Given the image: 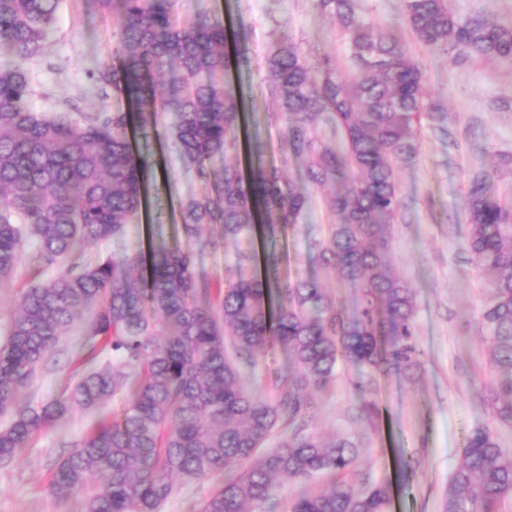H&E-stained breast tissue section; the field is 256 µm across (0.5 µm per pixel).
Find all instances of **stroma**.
Listing matches in <instances>:
<instances>
[{"label": "stroma", "mask_w": 512, "mask_h": 512, "mask_svg": "<svg viewBox=\"0 0 512 512\" xmlns=\"http://www.w3.org/2000/svg\"><path fill=\"white\" fill-rule=\"evenodd\" d=\"M355 9L377 28H397L423 76L420 149L397 171L402 212L388 256L413 290L420 366L408 376L377 377V413L368 425L352 418L363 398L357 385L368 373L339 362L335 381L315 398L314 430L358 443L351 472L389 486L388 512H444L464 432L495 425L472 385L488 361L479 319L488 290L465 245V196L469 179L479 172L498 173V191L512 194V172L496 169L499 154L512 153V61L456 58L429 49L410 29L404 0H355ZM177 11L188 18L201 13L222 19L231 33L245 30V59L232 72L229 89L261 163L279 167L285 185L309 197L300 223L276 245L283 254L282 273L291 277L297 268L311 269L312 247L324 239L331 217L323 191L306 180L303 165L281 161L287 122L268 90L267 61L287 44L308 63L328 57L348 71L353 64L346 41L316 0H177ZM118 23L115 14L100 12L89 0H61L44 54L25 64L35 111H68L77 118L126 108L124 94L101 92L91 76L96 63L111 60L118 50ZM172 121V113H160L156 127L136 137L135 149L149 164L146 215L126 225L119 239L87 247V255L183 245L180 208L207 188L185 166L168 133ZM71 373L69 351L57 352L37 382L21 390V401L52 398ZM127 406V397L119 395L101 409L75 413L37 433L17 461L0 465V512H75V497L51 491L47 458L57 454L60 442H79L100 420ZM406 458L418 462L417 471L403 469Z\"/></svg>", "instance_id": "1"}]
</instances>
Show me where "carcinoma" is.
<instances>
[{
	"mask_svg": "<svg viewBox=\"0 0 512 512\" xmlns=\"http://www.w3.org/2000/svg\"><path fill=\"white\" fill-rule=\"evenodd\" d=\"M119 20L120 64L94 72L103 90L126 94L133 110L33 111L24 64L43 54L60 0H0V282L23 262L41 274L20 294L8 338L0 343V465L16 459L41 430L78 410L129 394L124 414L100 422L52 465L51 488L79 496L75 512H160L175 479L224 483L197 512H256L276 479L330 482L301 493L289 512H386L389 489L341 480L356 444L308 431L312 396L335 379L338 361L385 374L419 365L411 288L392 273L389 227L400 199L398 167L418 153L421 74L400 38L374 30L353 0H318L349 43L355 69L346 76L324 60L310 67L292 46L270 59L269 89L288 121L283 161L306 164L334 219L313 262L348 283L360 298L353 314L314 276L283 279L275 250L258 251L299 223L308 206L286 190L277 169L255 174L238 164L240 107L225 79L243 61L224 22L182 21L175 0H91ZM407 20L427 47L454 56L512 59V25L492 16L457 17L448 0H406ZM172 73L169 111L188 168L210 192L181 208L187 240L217 250L245 245L224 287L197 272L194 248L114 252L89 259L83 247L118 239L144 205L145 159L130 141L136 114L157 112L156 78ZM334 138L316 134L318 124ZM468 249L489 275L481 329L490 373L475 381L494 419L512 427V198L478 174L466 194ZM209 228L204 241L201 229ZM79 329L74 379L51 400L18 404L46 359ZM289 366L271 370L274 396L243 384V370L279 352ZM372 423L374 380L358 383ZM283 423L278 447H260ZM512 503V451L499 433L476 428L463 437L445 512H502Z\"/></svg>",
	"mask_w": 512,
	"mask_h": 512,
	"instance_id": "obj_1",
	"label": "carcinoma"
}]
</instances>
